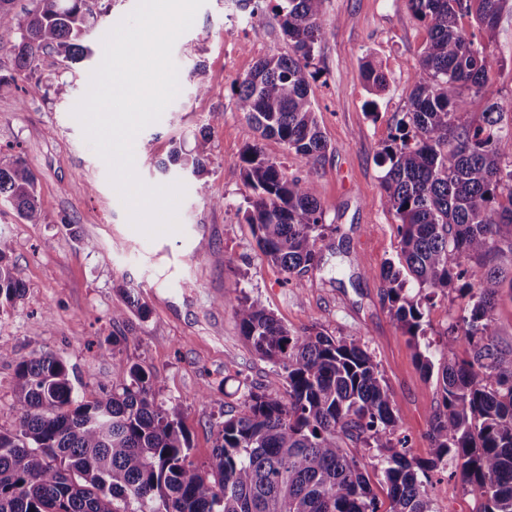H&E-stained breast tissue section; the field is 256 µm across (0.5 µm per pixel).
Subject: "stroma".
Returning a JSON list of instances; mask_svg holds the SVG:
<instances>
[{
	"label": "stroma",
	"mask_w": 512,
	"mask_h": 512,
	"mask_svg": "<svg viewBox=\"0 0 512 512\" xmlns=\"http://www.w3.org/2000/svg\"><path fill=\"white\" fill-rule=\"evenodd\" d=\"M137 0H101L90 54L41 80L16 77L8 48L17 38L0 29V154L21 155L37 179L46 223L27 224L0 207V236L8 238L10 261L25 286L15 306L0 311V428L17 423L14 361L52 353L73 369L81 399L100 397V386L121 376L130 360L152 371L153 389L176 410L190 435L188 463L211 455L226 410L240 407L252 385L275 380L278 366L244 342L233 313L222 300L231 290L260 298L292 332L315 329L337 339H357L378 364L390 389L411 457H431L430 421L441 401L437 377L426 378L416 363L421 345H438L452 314L464 301L456 292L432 298L427 333L410 336L393 319L379 276L396 259L398 220L382 203L377 163L381 147L409 107L418 61L429 33L405 0H324L326 25L315 49L319 74L309 96L329 144L312 176L311 191L326 226L318 240V262L301 283L287 281L257 245L241 212L252 195L240 157L255 139L236 107L234 87L263 57L289 51L274 10L250 16L240 0H207L193 26L173 49L180 92L161 119L135 139V168L150 185L183 183L179 232L147 238L133 228L105 162L85 141L72 110L101 63L103 39L113 15H127ZM492 50L500 61L489 96L469 107L480 117L487 99L512 105V24L499 28ZM381 65L387 88L374 96L363 64ZM66 82L65 95L50 86ZM205 82L208 91L198 94ZM221 114L211 123L212 114ZM206 135L207 193L194 177L161 171L173 145L192 150ZM223 252V262L214 253ZM148 308L146 319L112 320L129 297ZM133 341H124L126 332ZM207 398H199L200 390ZM433 512H481L482 498L465 491L449 474L430 472Z\"/></svg>",
	"instance_id": "1"
}]
</instances>
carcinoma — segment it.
<instances>
[{
	"label": "carcinoma",
	"instance_id": "carcinoma-1",
	"mask_svg": "<svg viewBox=\"0 0 512 512\" xmlns=\"http://www.w3.org/2000/svg\"><path fill=\"white\" fill-rule=\"evenodd\" d=\"M0 0V28H15V71L43 73L82 60L100 0H33L19 15ZM274 3L290 51L265 57L237 82L236 105L261 138H274L307 168L288 176L255 145L240 157L253 191L244 210L258 246L301 284L318 260L322 212L310 179L328 142L308 93L307 70L325 26L324 0ZM430 38L416 67L409 112L378 153L382 202L395 212L400 253L380 270L395 321L412 339L426 335L431 298L453 290L466 300L453 317L439 364L417 355L424 375L438 369L441 406L431 420L432 457L408 458L399 418L378 364L355 339L312 329L291 333L259 298L224 296L241 336L281 379L259 385L239 411L224 413L217 444L200 466L186 463L190 438L179 414L159 403L149 368L125 366L122 380L91 402L78 400L67 362L54 354L14 360L18 424L0 430V512H379L362 471L363 449L379 451L388 487L386 512H431L426 472L455 464L450 476L484 500L482 512H512V348L495 339L491 313L512 295V115L497 101L480 119L468 106L483 98L498 58L489 49L512 0H406ZM473 18L466 33L458 20ZM369 91L386 87L372 62ZM207 138L193 152L173 148L162 169L178 166L207 192ZM506 197L508 204L500 202ZM27 224H44L36 179L19 155L0 158V205ZM0 236V309L24 294ZM466 347L467 357L457 351Z\"/></svg>",
	"mask_w": 512,
	"mask_h": 512
}]
</instances>
